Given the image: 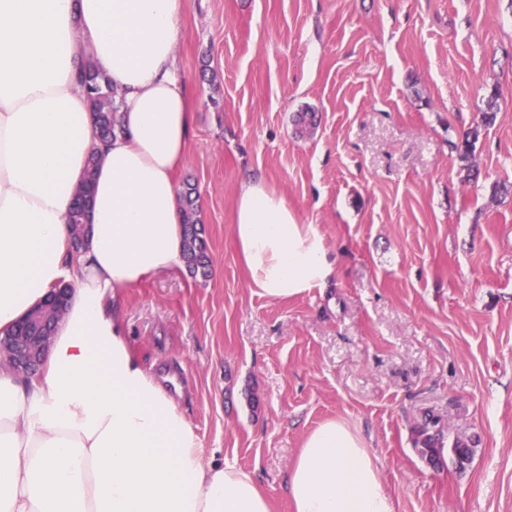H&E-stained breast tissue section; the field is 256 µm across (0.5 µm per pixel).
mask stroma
Here are the masks:
<instances>
[{
    "label": "stroma",
    "instance_id": "1",
    "mask_svg": "<svg viewBox=\"0 0 512 512\" xmlns=\"http://www.w3.org/2000/svg\"><path fill=\"white\" fill-rule=\"evenodd\" d=\"M176 59L196 112L176 185L211 265L124 290L121 315L204 457L292 512L288 467L337 418L395 512H512V0H187ZM254 176L324 235L326 287L249 288L232 224ZM429 412L472 440L465 469L419 455Z\"/></svg>",
    "mask_w": 512,
    "mask_h": 512
}]
</instances>
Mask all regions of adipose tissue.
I'll list each match as a JSON object with an SVG mask.
<instances>
[{
  "instance_id": "1",
  "label": "adipose tissue",
  "mask_w": 512,
  "mask_h": 512,
  "mask_svg": "<svg viewBox=\"0 0 512 512\" xmlns=\"http://www.w3.org/2000/svg\"><path fill=\"white\" fill-rule=\"evenodd\" d=\"M186 0H0V337L73 283L38 377L0 365V512H271L254 478L205 459L177 399L134 356L121 292L184 265L175 174L194 131L175 65ZM90 64L119 92L99 141L77 85ZM90 234L68 217L91 152ZM233 237L254 292L324 287L336 260L317 225L245 181ZM293 512H394L362 439L331 419L287 470ZM69 224L72 232V247L77 251L83 244L88 224L85 222V210L74 202L70 211Z\"/></svg>"
}]
</instances>
